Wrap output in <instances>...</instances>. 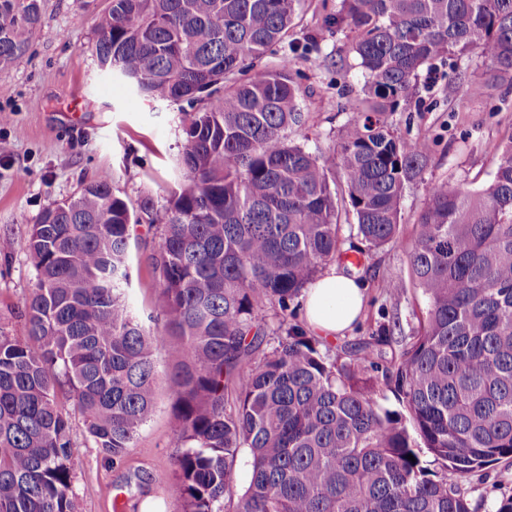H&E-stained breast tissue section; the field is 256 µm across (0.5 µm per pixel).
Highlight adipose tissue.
Returning <instances> with one entry per match:
<instances>
[{"label":"adipose tissue","mask_w":512,"mask_h":512,"mask_svg":"<svg viewBox=\"0 0 512 512\" xmlns=\"http://www.w3.org/2000/svg\"><path fill=\"white\" fill-rule=\"evenodd\" d=\"M365 290L364 282L349 269L331 266L304 293L305 325L324 339L351 331L362 315Z\"/></svg>","instance_id":"1"}]
</instances>
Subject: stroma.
I'll return each mask as SVG.
<instances>
[{"label": "stroma", "instance_id": "1", "mask_svg": "<svg viewBox=\"0 0 512 512\" xmlns=\"http://www.w3.org/2000/svg\"><path fill=\"white\" fill-rule=\"evenodd\" d=\"M110 0H40L42 24L51 38L33 36L24 55L0 67V240L11 249L0 252V329L26 336L20 310L35 281L26 252L33 224L53 202L76 195L83 184L102 172L115 175L114 190L129 205L149 191L173 186L172 160L181 149V110L131 96L128 87L111 78L97 63L98 16ZM339 0H303L291 41L316 46L296 58L302 102L309 114L305 129L293 138L315 153L339 143L357 118L358 94L365 73L351 51L349 32L329 33L326 13ZM477 55H452L439 63L432 87L420 105L401 107L393 129L402 137L425 136L430 162L421 177L409 183L401 201L403 241L371 253L361 275L367 304L361 322L336 345L372 336L390 317H397L403 335L417 324L423 308L420 291L393 296L381 289L388 278H407L404 243L413 234L417 214L428 202L432 181L486 186L497 166L501 145L512 140V89L497 85L472 96L465 88L449 92L459 74L483 78ZM154 246L147 226H138L131 240L132 281L128 301L142 318L159 320L158 289L146 270ZM168 356L159 359L157 408L133 448L114 462L97 448L72 400L59 397L69 416L75 460L73 494L76 512H183L175 488L156 475L169 467L177 447L171 433L173 387ZM472 512H494L496 501L512 494V465L500 463L468 474L460 483Z\"/></svg>", "mask_w": 512, "mask_h": 512}]
</instances>
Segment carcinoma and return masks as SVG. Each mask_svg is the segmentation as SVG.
Segmentation results:
<instances>
[{"mask_svg": "<svg viewBox=\"0 0 512 512\" xmlns=\"http://www.w3.org/2000/svg\"><path fill=\"white\" fill-rule=\"evenodd\" d=\"M301 2L111 0L99 17L96 55L112 78L187 104L180 178L131 208L104 172L32 225L28 338L0 329V512H75L58 392L120 460L155 412L162 350L178 452L160 476L184 512H471L462 479L512 461V143L484 188L430 185L405 245L409 278L381 284L426 299L399 351L383 325L331 355L294 320L308 284L347 257L342 206L369 247L398 243L404 190L430 152L421 135H395L390 117L421 73L474 53L487 80L469 94L512 87V0H341L324 26L353 34L367 81L362 115L328 159L290 138L308 121L298 46L264 61ZM41 31L38 0H0V66ZM135 224L157 238L147 263L160 332L126 296ZM385 387L405 412L380 404Z\"/></svg>", "mask_w": 512, "mask_h": 512, "instance_id": "obj_1", "label": "carcinoma"}]
</instances>
